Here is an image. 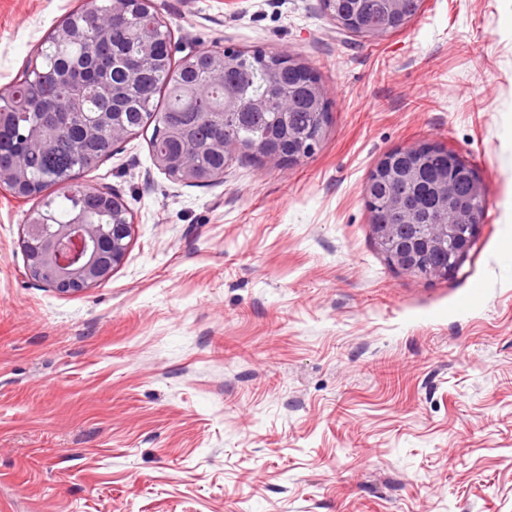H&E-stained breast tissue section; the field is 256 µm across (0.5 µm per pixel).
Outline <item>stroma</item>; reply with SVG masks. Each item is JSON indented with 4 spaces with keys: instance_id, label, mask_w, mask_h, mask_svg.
Instances as JSON below:
<instances>
[{
    "instance_id": "35a3bbf8",
    "label": "stroma",
    "mask_w": 512,
    "mask_h": 512,
    "mask_svg": "<svg viewBox=\"0 0 512 512\" xmlns=\"http://www.w3.org/2000/svg\"><path fill=\"white\" fill-rule=\"evenodd\" d=\"M81 0H0V88ZM174 59L285 53L326 89L316 153L205 186L148 133L76 181L132 215L75 294L32 279L34 201L0 189V512H512V0H423L380 42L322 0H152ZM456 149L486 188L438 279L379 250V160Z\"/></svg>"
}]
</instances>
